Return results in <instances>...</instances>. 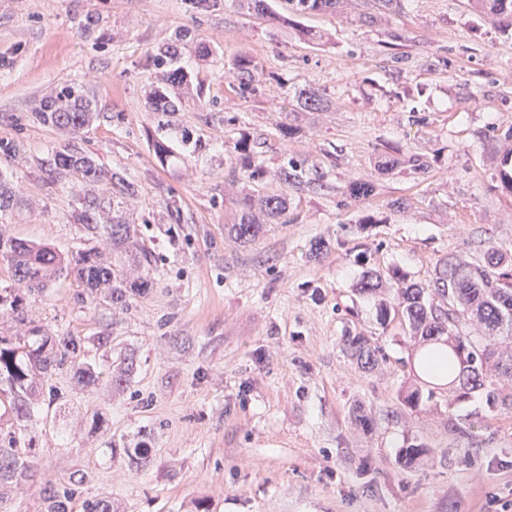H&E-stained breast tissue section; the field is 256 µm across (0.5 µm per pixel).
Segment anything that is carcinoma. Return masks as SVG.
<instances>
[{
	"label": "carcinoma",
	"instance_id": "1",
	"mask_svg": "<svg viewBox=\"0 0 512 512\" xmlns=\"http://www.w3.org/2000/svg\"><path fill=\"white\" fill-rule=\"evenodd\" d=\"M298 15L325 13L338 3L354 0H289ZM477 14L504 29H512V0H467ZM159 69V86L149 98L148 106L166 116L174 114V105L166 94V86L176 79L168 69L173 52L160 47L153 53ZM255 65L247 58L231 62L237 76L238 89L245 98H256L260 88L255 80ZM329 105L324 93L314 88L303 89L297 107L318 111ZM95 115L93 100L72 87L60 91L55 100L35 113L40 123L54 127L68 139L52 147L43 161L48 185L65 180L73 188L90 186L99 194H83L82 205L75 214V223L84 230L83 244L65 254L41 243L0 235V262L7 264L14 282L12 288L0 289V314L26 322L23 301L28 295L43 293L61 277H71L86 288L84 300L89 303L102 297L113 307L127 309L156 275V264L150 250L138 240L136 225L125 217L120 205L134 193V186L122 172L106 170L90 154L80 151L73 139L87 128ZM229 170L252 181H259L265 170L259 161L250 134L240 133L228 155ZM281 189L245 197L239 205L238 218L224 230L247 244L260 231L253 211H262L267 220L275 222L288 211V192H303L312 183L306 171L296 165L280 168ZM16 188L0 174V216L18 203ZM392 285L395 308L401 311L411 334L431 344L421 358V374L436 379L433 366L437 359L448 364L450 384H458L456 399H467L474 392L485 395L486 406L494 412L512 404V393L503 394V386L487 380L484 367L494 363L499 378L512 385V357L498 359L499 350L512 344V253L489 245L481 255L468 261L449 255L435 270L429 285L407 279L396 268L388 271L370 269L361 283V290L374 292L384 281ZM483 327V335L473 336L470 325ZM349 355L364 368L378 360V350L361 336L345 339ZM85 342L77 336H45L36 347L24 336H0V405L7 412L11 426L0 430V503L7 499L3 487L24 476H31L32 464L18 445L25 441V432L44 406L58 400L53 388L40 387L39 379L64 365L75 370L87 387L102 381L103 372L96 364L81 358ZM134 371V357L123 359L111 373V384L121 387ZM84 477H70L60 488L42 489L45 512H67L77 494L76 485Z\"/></svg>",
	"mask_w": 512,
	"mask_h": 512
}]
</instances>
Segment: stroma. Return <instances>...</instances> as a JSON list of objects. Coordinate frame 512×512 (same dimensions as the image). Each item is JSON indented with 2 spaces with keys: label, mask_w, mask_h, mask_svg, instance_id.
Segmentation results:
<instances>
[{
  "label": "stroma",
  "mask_w": 512,
  "mask_h": 512,
  "mask_svg": "<svg viewBox=\"0 0 512 512\" xmlns=\"http://www.w3.org/2000/svg\"><path fill=\"white\" fill-rule=\"evenodd\" d=\"M266 2L262 19L237 0L198 14L186 0H0V141L23 149L0 155L22 198L0 223L63 252L79 246L78 200L41 167L62 137L32 116L76 86L98 117L75 144L134 184L123 209L161 272L126 310L81 303L71 278L27 299L40 336L107 333L113 358L134 354L137 366L121 388L80 387L66 367L48 375L60 398L25 440L36 483L11 492L6 512H44L41 488L76 472L72 512L95 498L113 512H491L489 497L512 501V408L487 412L480 393L458 402L444 385L406 406L423 343L402 317L381 322L387 289L360 290L371 268L426 283L448 254L512 249L496 138L512 128V39L467 0H403L373 25L347 6L299 16ZM173 42L185 80L167 89L177 113L166 127L147 105L158 84L149 56ZM242 56L257 64L259 97L237 93L227 65ZM305 88L332 109L293 112ZM287 124L298 137H283ZM243 131L261 145L263 182L224 166ZM388 154L422 156L428 170H381ZM292 162L312 184L287 216L256 214L250 244L227 236L237 202L278 190ZM354 181L376 195L349 197ZM320 239L331 248L311 258ZM348 336L383 359L362 367ZM142 441L145 463L126 454Z\"/></svg>",
  "instance_id": "stroma-1"
}]
</instances>
